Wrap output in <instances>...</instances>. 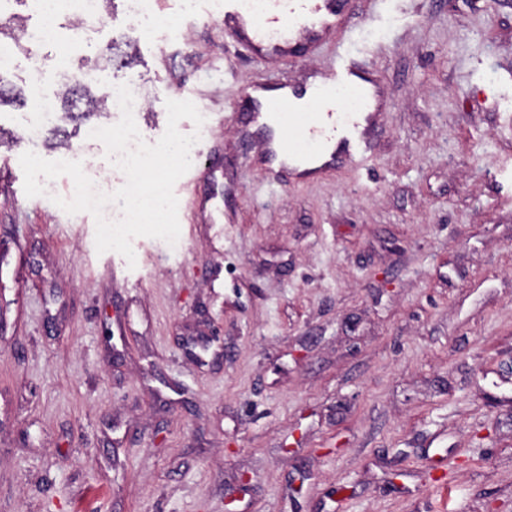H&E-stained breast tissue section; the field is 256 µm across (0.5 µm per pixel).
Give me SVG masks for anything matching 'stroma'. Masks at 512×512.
Returning <instances> with one entry per match:
<instances>
[{
  "label": "stroma",
  "mask_w": 512,
  "mask_h": 512,
  "mask_svg": "<svg viewBox=\"0 0 512 512\" xmlns=\"http://www.w3.org/2000/svg\"><path fill=\"white\" fill-rule=\"evenodd\" d=\"M211 0H158L152 37L110 0L68 57L20 49L0 106V512H512V0H359L348 37L273 68L227 52ZM386 103L370 167L269 183L235 125L251 83H309L337 50ZM92 97L135 79L146 142L166 100L202 126L176 182L177 245L98 252L88 212L27 197L53 160L31 61ZM51 125L96 190L123 174L101 123Z\"/></svg>",
  "instance_id": "35a3bbf8"
}]
</instances>
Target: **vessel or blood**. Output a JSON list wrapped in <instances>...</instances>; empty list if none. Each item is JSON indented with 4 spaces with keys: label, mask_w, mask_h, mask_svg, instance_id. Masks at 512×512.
Listing matches in <instances>:
<instances>
[{
    "label": "vessel or blood",
    "mask_w": 512,
    "mask_h": 512,
    "mask_svg": "<svg viewBox=\"0 0 512 512\" xmlns=\"http://www.w3.org/2000/svg\"><path fill=\"white\" fill-rule=\"evenodd\" d=\"M348 0H264L260 11L247 8L243 0H225L224 34L229 44L242 46L253 55L278 60L295 54L300 40H316L323 32L338 26ZM358 71L340 63L331 79V86L311 93L307 112L288 110L287 95L263 96L262 86L250 85L242 90L252 104L251 111L241 113V120L250 126L265 129L272 115L284 112L289 125L282 128L276 146L268 148L270 157L294 154L299 143H319L337 139L334 159L346 158L357 166H366L371 156L367 139L378 113L371 109L339 112L334 107L332 92L348 88L370 99L377 89L358 83Z\"/></svg>",
    "instance_id": "b4317fda"
}]
</instances>
